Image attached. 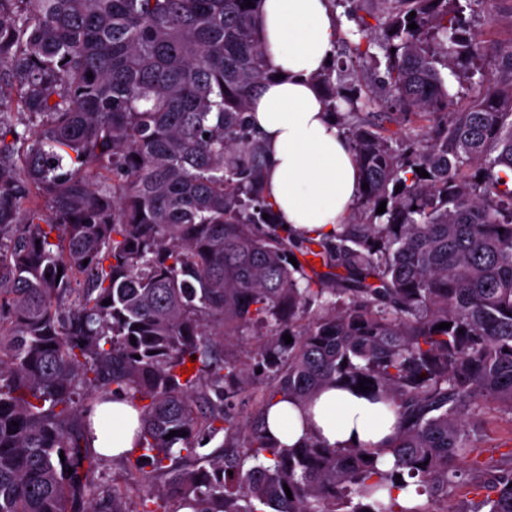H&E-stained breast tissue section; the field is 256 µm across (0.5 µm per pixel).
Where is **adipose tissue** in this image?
I'll return each mask as SVG.
<instances>
[{"label":"adipose tissue","mask_w":512,"mask_h":512,"mask_svg":"<svg viewBox=\"0 0 512 512\" xmlns=\"http://www.w3.org/2000/svg\"><path fill=\"white\" fill-rule=\"evenodd\" d=\"M258 35L272 73L251 103L249 119L269 160L264 197L289 232L333 238L359 197L362 175L335 116L312 81L334 53L337 15L329 0H259ZM267 432L290 447L313 436L333 448L380 447L394 433L380 405L357 392L325 389L312 409L273 402ZM139 411L124 395L96 405L87 439L101 457L136 448Z\"/></svg>","instance_id":"1"}]
</instances>
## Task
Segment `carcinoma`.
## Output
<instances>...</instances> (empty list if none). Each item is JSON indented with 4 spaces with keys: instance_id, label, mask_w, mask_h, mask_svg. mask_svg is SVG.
Listing matches in <instances>:
<instances>
[{
    "instance_id": "carcinoma-1",
    "label": "carcinoma",
    "mask_w": 512,
    "mask_h": 512,
    "mask_svg": "<svg viewBox=\"0 0 512 512\" xmlns=\"http://www.w3.org/2000/svg\"><path fill=\"white\" fill-rule=\"evenodd\" d=\"M254 2L0 0V512H128L97 495L85 438L116 389L139 402L137 486L156 483L141 512H512V452L472 458L486 408L512 421V41L488 47L451 0H350L364 44L316 81L349 106L368 188L336 240L296 238L247 117L271 77ZM376 46L377 100L357 74ZM485 58L458 105L440 69ZM263 328L275 383L244 416L260 375L224 343ZM366 379L387 447L266 435L276 398Z\"/></svg>"
}]
</instances>
